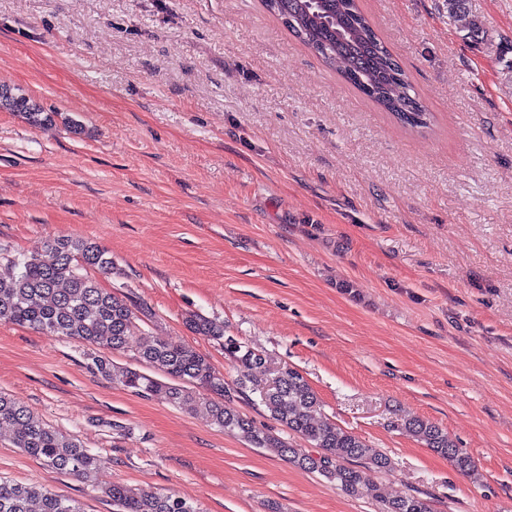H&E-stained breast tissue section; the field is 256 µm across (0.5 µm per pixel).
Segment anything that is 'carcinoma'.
I'll return each instance as SVG.
<instances>
[{
    "label": "carcinoma",
    "instance_id": "1",
    "mask_svg": "<svg viewBox=\"0 0 512 512\" xmlns=\"http://www.w3.org/2000/svg\"><path fill=\"white\" fill-rule=\"evenodd\" d=\"M448 19L462 23L465 38L483 42L485 27L471 15L469 0H444ZM265 10L302 45L367 99L403 127L432 128L433 115L413 91L405 70L374 29L360 0H262ZM15 112L33 126L55 122L20 89L0 84V111ZM16 273L0 279V321L27 327L46 336L75 340L87 346L105 342L113 350L125 348L137 336L138 356L168 378L164 382L134 369H117L102 356L89 357L91 367L124 387L154 396L179 407L199 404L196 391L216 395L204 401L211 423L231 432L253 448H264L298 467L316 472L350 496H375L371 474L389 469L387 455L369 447L359 436L335 424L320 421L321 401L295 368L272 362L263 351L226 334L224 324L200 315L186 324L194 333L224 347V356L235 366L238 378L233 391L255 396L270 416L288 432L319 449L302 454L271 430L257 427L248 417L224 403V375L196 350L172 345L160 336L141 330L138 321L150 311L102 287L98 276L113 270L112 256L99 244L58 237L44 253L14 261ZM17 427L15 447L60 473L90 477L101 456L74 438L34 419L26 407L0 391V425ZM394 427L440 454L461 472L473 469L470 455L448 440V433L420 418L394 422ZM115 512H199L170 494L134 493L121 484L106 490ZM84 512L80 502L36 485L0 480V512ZM380 512H429L426 500L407 495L380 502Z\"/></svg>",
    "mask_w": 512,
    "mask_h": 512
}]
</instances>
